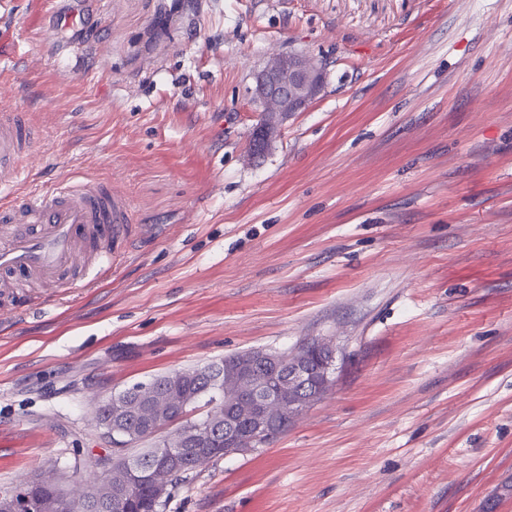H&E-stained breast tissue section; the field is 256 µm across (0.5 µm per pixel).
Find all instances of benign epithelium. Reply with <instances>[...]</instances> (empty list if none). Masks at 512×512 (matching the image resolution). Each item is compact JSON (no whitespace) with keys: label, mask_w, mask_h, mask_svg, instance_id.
I'll return each mask as SVG.
<instances>
[{"label":"benign epithelium","mask_w":512,"mask_h":512,"mask_svg":"<svg viewBox=\"0 0 512 512\" xmlns=\"http://www.w3.org/2000/svg\"><path fill=\"white\" fill-rule=\"evenodd\" d=\"M328 60L302 52L281 51L272 54L254 74L253 101L260 105L263 118L257 126L252 141V153L262 154L278 129L288 116L305 110L317 99L325 87ZM259 358L267 364L268 374L260 377L255 373L256 359L230 358L224 361V370L204 373L213 377L215 385H221L228 378L235 385V393H224V443L228 446L226 455L247 454L254 451L258 441L279 430L282 419L293 418L316 400L321 398L332 384L334 353L323 342H312L307 348L298 350L283 361L274 352L263 351ZM236 397L250 406L247 420L250 428L239 432L234 428L236 415L230 397ZM112 419L99 423L104 435L122 447L131 437L123 427L127 406L124 396L112 397ZM202 427L184 425L169 437L167 464L177 463L178 453L191 445L205 443ZM95 475L86 481L80 499L86 502H108L102 497V488L112 471V457L99 456L92 461ZM32 512L56 509L59 502L46 501L31 493L18 495L16 492L0 495V512H21L22 507Z\"/></svg>","instance_id":"benign-epithelium-1"}]
</instances>
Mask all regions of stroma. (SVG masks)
<instances>
[{"label":"stroma","mask_w":512,"mask_h":512,"mask_svg":"<svg viewBox=\"0 0 512 512\" xmlns=\"http://www.w3.org/2000/svg\"><path fill=\"white\" fill-rule=\"evenodd\" d=\"M331 60L252 157L253 74ZM23 190L110 179L135 237L88 288L0 290V493L109 454L97 406L326 339L333 386L158 512H512V0H0Z\"/></svg>","instance_id":"stroma-1"}]
</instances>
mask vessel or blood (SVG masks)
<instances>
[{"instance_id":"vessel-or-blood-1","label":"vessel or blood","mask_w":512,"mask_h":512,"mask_svg":"<svg viewBox=\"0 0 512 512\" xmlns=\"http://www.w3.org/2000/svg\"><path fill=\"white\" fill-rule=\"evenodd\" d=\"M42 136L29 113L0 109V288L5 277L50 287L81 268L106 271L133 239L132 212L111 181L85 176L47 191L14 193Z\"/></svg>"}]
</instances>
